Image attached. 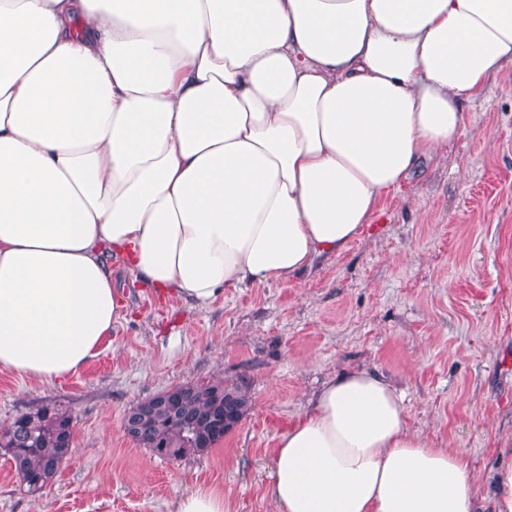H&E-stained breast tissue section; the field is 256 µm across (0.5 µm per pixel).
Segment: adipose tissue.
Here are the masks:
<instances>
[{
	"instance_id": "adipose-tissue-1",
	"label": "adipose tissue",
	"mask_w": 512,
	"mask_h": 512,
	"mask_svg": "<svg viewBox=\"0 0 512 512\" xmlns=\"http://www.w3.org/2000/svg\"><path fill=\"white\" fill-rule=\"evenodd\" d=\"M512 61V0H0V368L54 385L120 317L108 258L208 307L359 237ZM342 373L271 450L274 512H512Z\"/></svg>"
}]
</instances>
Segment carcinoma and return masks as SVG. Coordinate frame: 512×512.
Here are the masks:
<instances>
[{
  "label": "carcinoma",
  "instance_id": "1",
  "mask_svg": "<svg viewBox=\"0 0 512 512\" xmlns=\"http://www.w3.org/2000/svg\"><path fill=\"white\" fill-rule=\"evenodd\" d=\"M177 412L167 406H153V399L140 403L148 407L145 429L136 443L152 453L180 459L202 453L224 439V434L251 406L248 387L242 382L208 381L180 387ZM71 416L57 408L43 406L14 418L0 432V450L10 456L20 481L31 493L48 486L72 447Z\"/></svg>",
  "mask_w": 512,
  "mask_h": 512
}]
</instances>
